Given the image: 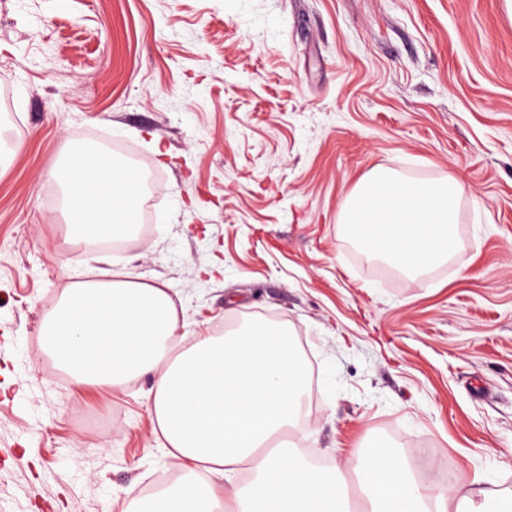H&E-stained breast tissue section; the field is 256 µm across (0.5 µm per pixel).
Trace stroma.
I'll list each match as a JSON object with an SVG mask.
<instances>
[{"instance_id":"1","label":"stroma","mask_w":512,"mask_h":512,"mask_svg":"<svg viewBox=\"0 0 512 512\" xmlns=\"http://www.w3.org/2000/svg\"><path fill=\"white\" fill-rule=\"evenodd\" d=\"M0 512H126L174 470L155 386L75 385L48 306L118 272L187 339L286 317L309 375L291 447L341 467L435 448L512 492V5L507 0H0ZM155 175L151 237L75 242L47 202L71 136ZM375 167L458 177L456 254L382 276L340 218Z\"/></svg>"}]
</instances>
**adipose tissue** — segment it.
Masks as SVG:
<instances>
[{"label":"adipose tissue","mask_w":512,"mask_h":512,"mask_svg":"<svg viewBox=\"0 0 512 512\" xmlns=\"http://www.w3.org/2000/svg\"><path fill=\"white\" fill-rule=\"evenodd\" d=\"M61 209L79 241L123 238L137 212L138 177L104 153L69 143L58 164ZM461 186L405 179L377 167L350 193L341 221L357 247L410 278L447 261L457 247ZM179 318L165 289L146 283L76 281L41 325V346L79 385H120L155 374L152 413L182 476L130 512H351L347 476L308 464L288 449L261 447L303 413L307 367L290 331L264 323L180 347ZM248 469L252 479L236 476ZM361 512H512L475 498L467 484L426 494L389 448L355 468ZM223 479V491L214 482Z\"/></svg>","instance_id":"adipose-tissue-1"}]
</instances>
